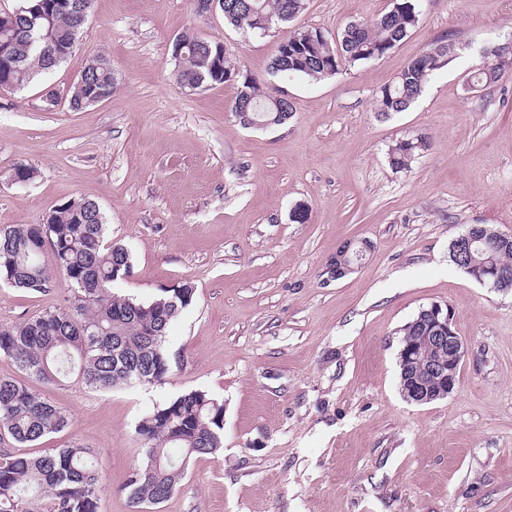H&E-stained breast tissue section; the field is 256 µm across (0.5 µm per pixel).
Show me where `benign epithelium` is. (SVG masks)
<instances>
[{"label": "benign epithelium", "instance_id": "1", "mask_svg": "<svg viewBox=\"0 0 512 512\" xmlns=\"http://www.w3.org/2000/svg\"><path fill=\"white\" fill-rule=\"evenodd\" d=\"M476 226L471 225L456 237L450 245L451 251L462 255L466 259L465 271L474 281L487 285L497 291L512 292V273L497 267L490 266V259H481L484 254L493 252V244L487 243L475 232ZM370 249L366 241L357 246L352 241L345 242L336 252L333 268L336 277L340 278L353 270L360 263L365 252ZM429 322L431 334L420 337L437 353V359L429 361L422 369L417 368L418 357L410 345L401 350L402 371L400 375V390L403 398L412 403L426 404L451 395L455 389L457 379L454 374L447 372L442 362L443 356L456 360L462 364L467 350L463 337L456 328L453 315L439 304H433L423 311V322Z\"/></svg>", "mask_w": 512, "mask_h": 512}]
</instances>
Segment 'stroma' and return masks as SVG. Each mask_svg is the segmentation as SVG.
I'll return each instance as SVG.
<instances>
[{"label":"stroma","mask_w":512,"mask_h":512,"mask_svg":"<svg viewBox=\"0 0 512 512\" xmlns=\"http://www.w3.org/2000/svg\"><path fill=\"white\" fill-rule=\"evenodd\" d=\"M419 22L384 56L323 80L268 77L282 39L201 16L193 0H95L72 56L0 94V227L45 223L70 199L104 211L132 256L117 291L147 300L182 281L195 300L167 346L183 364L160 387L35 384L70 429L21 447L78 444L102 476L99 512H132L125 488L143 453L138 422L192 389L224 402V448L195 459L159 512H512V293L480 285L448 258L472 224L512 233V70L468 89L483 50L512 41V0H417ZM393 0H307L298 28L336 38ZM185 33L222 42L243 76L271 78L293 112L244 127L236 86L191 91L173 77ZM451 61L409 110L378 116L376 93L441 36ZM109 58L112 96L72 111L87 61ZM59 103L45 110L42 97ZM426 134L409 169L388 151ZM37 176L16 183V165ZM305 222L291 221L295 207ZM367 241L336 277L344 241ZM0 287V327L63 304ZM448 306L468 354L454 392L429 404L399 388L400 331Z\"/></svg>","instance_id":"obj_1"}]
</instances>
